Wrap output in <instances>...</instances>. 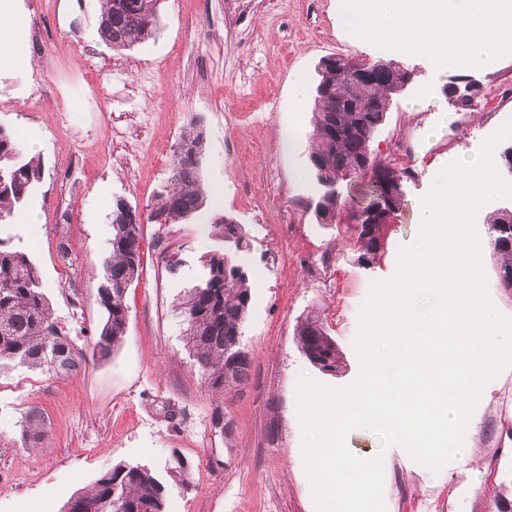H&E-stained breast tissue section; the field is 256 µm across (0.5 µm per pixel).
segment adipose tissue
I'll use <instances>...</instances> for the list:
<instances>
[{
	"instance_id": "obj_1",
	"label": "adipose tissue",
	"mask_w": 512,
	"mask_h": 512,
	"mask_svg": "<svg viewBox=\"0 0 512 512\" xmlns=\"http://www.w3.org/2000/svg\"><path fill=\"white\" fill-rule=\"evenodd\" d=\"M358 0L345 24L351 41L382 39L401 53L437 61L461 60L467 70L485 67L512 45V0Z\"/></svg>"
}]
</instances>
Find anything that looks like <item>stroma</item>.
Listing matches in <instances>:
<instances>
[{"label": "stroma", "mask_w": 512, "mask_h": 512, "mask_svg": "<svg viewBox=\"0 0 512 512\" xmlns=\"http://www.w3.org/2000/svg\"><path fill=\"white\" fill-rule=\"evenodd\" d=\"M339 4L163 0L155 35L115 52L97 32L101 0H11L13 14L44 40L24 43L23 64L0 60V127L37 137L45 173L29 202L38 223L6 232L38 263L54 315L78 346L101 320L112 203L121 198L142 212L166 193L188 122L204 134L202 184L223 201L176 224L144 225L126 333L108 358L59 376L0 367V512H61L118 464L162 473L178 457L189 471L185 482L169 484L170 512H317L293 457L303 440L298 378L337 388L358 378L360 308L416 241L422 198L451 161L473 157L512 121V50L467 74L480 98L463 110L444 93L462 73L456 63L404 58L378 40L350 45ZM332 53L369 63L400 58L414 73L370 144L373 163L411 173L385 253L371 268L358 262L342 228L314 217V98L298 102L291 92L299 75L315 88L316 66ZM225 216L242 225L251 244L245 260L258 277L241 339L248 377L220 394L184 348L178 298L199 257L221 248L212 226ZM175 249L183 264L172 275L164 257ZM309 315L342 352L338 373L319 370L298 347L296 325ZM219 406L232 423L227 438L211 428ZM33 409L44 439L32 449L22 447L20 432ZM464 445L470 459L435 472L401 447L381 449L369 430L346 436L356 456L383 454L385 512H497V498L512 495V366L486 384Z\"/></svg>", "instance_id": "obj_1"}]
</instances>
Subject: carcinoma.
Listing matches in <instances>:
<instances>
[{
    "label": "carcinoma",
    "mask_w": 512,
    "mask_h": 512,
    "mask_svg": "<svg viewBox=\"0 0 512 512\" xmlns=\"http://www.w3.org/2000/svg\"><path fill=\"white\" fill-rule=\"evenodd\" d=\"M159 0H104L98 33L113 50H125L149 39L159 23ZM369 78L354 86L346 77L351 64L342 54L324 56L317 71L312 112V137L316 148L310 156L318 183L326 191L314 205L320 224L337 223L342 203L336 181L370 159L369 143L385 120L389 100L385 87L403 88L412 71L393 59L376 60ZM478 90L459 75L448 85V102L470 104ZM204 137L192 122L178 140L171 166L172 189L140 213L118 198L112 205L109 254L103 260L98 287L103 318L92 338V353L104 359L125 335L129 286L140 276L141 229L145 224L165 226L187 219L205 205L201 184ZM373 182L383 190L382 209L363 230L352 232L358 260L369 265L380 258L385 231L399 208L404 173L394 167L371 165ZM44 177L42 159L27 153L21 138L0 128V226L15 224ZM213 235L224 242V251L201 256L196 283L179 302L185 348L207 385L226 389L248 375L249 354L241 346L227 349L241 337L252 303L254 270L235 254L250 250L242 225L224 217L212 225ZM488 243L500 259L497 275L512 288V210L500 209L489 223ZM295 339L308 360L324 372L336 373L342 355L336 342L317 318L307 316L296 325ZM82 349L63 332L43 289L41 270L29 252L0 237V364L40 371L48 375L77 369ZM21 438L34 448L44 438L43 420L32 411L25 417ZM168 483L140 464L116 465L100 475L90 490L72 495L62 512H167Z\"/></svg>",
    "instance_id": "1"
}]
</instances>
